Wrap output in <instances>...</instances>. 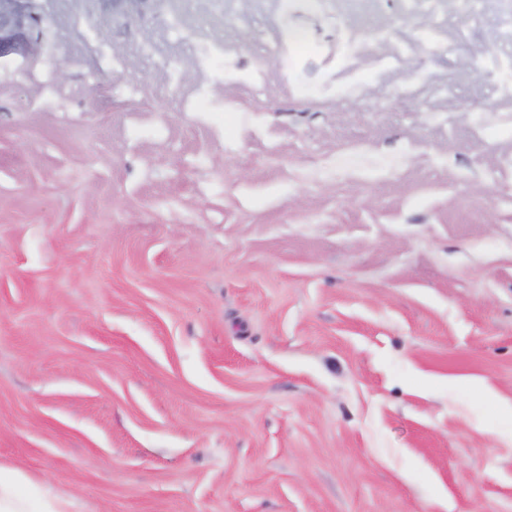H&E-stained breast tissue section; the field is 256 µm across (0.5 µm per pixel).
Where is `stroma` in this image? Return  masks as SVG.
<instances>
[{"instance_id":"1","label":"stroma","mask_w":512,"mask_h":512,"mask_svg":"<svg viewBox=\"0 0 512 512\" xmlns=\"http://www.w3.org/2000/svg\"><path fill=\"white\" fill-rule=\"evenodd\" d=\"M510 12L0 0V462L74 512H512Z\"/></svg>"}]
</instances>
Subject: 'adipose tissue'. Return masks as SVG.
<instances>
[{
	"mask_svg": "<svg viewBox=\"0 0 512 512\" xmlns=\"http://www.w3.org/2000/svg\"><path fill=\"white\" fill-rule=\"evenodd\" d=\"M72 498L55 494L22 470L0 464V512H73Z\"/></svg>",
	"mask_w": 512,
	"mask_h": 512,
	"instance_id": "adipose-tissue-1",
	"label": "adipose tissue"
}]
</instances>
